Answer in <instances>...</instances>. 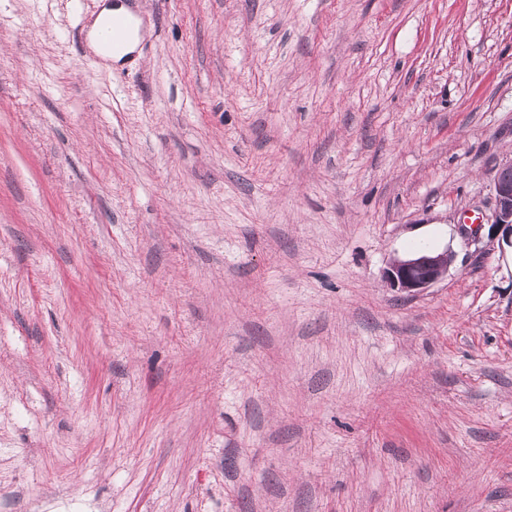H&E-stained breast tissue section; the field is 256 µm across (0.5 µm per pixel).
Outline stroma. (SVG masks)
<instances>
[{"label":"stroma","mask_w":512,"mask_h":512,"mask_svg":"<svg viewBox=\"0 0 512 512\" xmlns=\"http://www.w3.org/2000/svg\"><path fill=\"white\" fill-rule=\"evenodd\" d=\"M108 2L0 0V512H512V0ZM117 13L125 14L133 20V16L126 5L122 3L116 4L114 6L112 4L105 5L90 29V37L97 52L102 54V56L105 58H108L111 61L114 60L116 62L120 61L128 53L133 52L137 47L140 39L138 25L135 23L132 36L128 41L125 49L121 53L112 55V53H107L103 50L101 43L103 25L109 17ZM127 28L128 23L123 16H112V20L109 22L105 28V31L103 32V39L106 42V45L112 48V51H120L123 48L126 40ZM493 188L495 209L492 215V230L502 233L504 239L510 238L512 245V160L497 168ZM452 256L448 251L420 250L392 261L386 278L391 288L414 296L448 275Z\"/></svg>","instance_id":"stroma-1"}]
</instances>
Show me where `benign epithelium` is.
Returning a JSON list of instances; mask_svg holds the SVG:
<instances>
[{"instance_id": "obj_1", "label": "benign epithelium", "mask_w": 512, "mask_h": 512, "mask_svg": "<svg viewBox=\"0 0 512 512\" xmlns=\"http://www.w3.org/2000/svg\"><path fill=\"white\" fill-rule=\"evenodd\" d=\"M493 188L495 209L491 228L512 239V160L497 168ZM452 256L448 251L420 250L392 261L386 278L390 287L414 296L433 286L448 275Z\"/></svg>"}]
</instances>
